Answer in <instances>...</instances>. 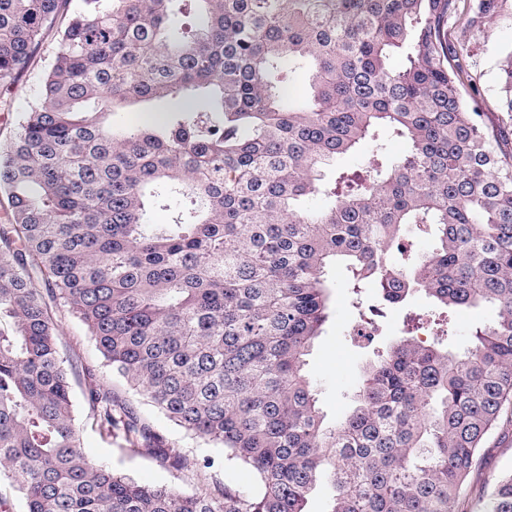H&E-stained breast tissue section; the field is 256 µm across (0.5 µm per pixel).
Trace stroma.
I'll return each mask as SVG.
<instances>
[{
  "mask_svg": "<svg viewBox=\"0 0 512 512\" xmlns=\"http://www.w3.org/2000/svg\"><path fill=\"white\" fill-rule=\"evenodd\" d=\"M448 41L462 45L464 69L474 86L485 127L496 133L504 152H512V114L499 108L501 96L500 65L512 52V0H496L494 18L476 15L473 23L449 21ZM56 50L53 34H46L35 52L27 71L8 84L0 85V142L13 136L21 112L38 94L41 76ZM336 288L331 303V317L322 335L307 357L306 370L317 385L319 404L328 419L342 418L353 405L354 391L364 367L382 349L404 331L408 313L427 310L425 299L414 298L397 307H387L379 319V328L371 342L355 340L352 328L359 323V307L378 302V291L364 289L354 295L346 286L347 273L337 269ZM59 346L66 359L71 378L76 423L83 439L84 451L92 461L126 473L145 484L165 483L182 491H194L201 481L253 485L252 475L233 466L220 448H211L189 438L169 424L141 398L133 397L124 383L105 366L86 328L70 315H62L58 327ZM112 388L120 397L132 400L142 418L176 442L186 455L183 469L169 471L154 458L141 454L122 437L102 430L93 420L82 390L86 373ZM212 457L214 464L200 472L203 457ZM512 471V424L503 423L484 448L478 471L459 503V512H477L479 499L488 481Z\"/></svg>",
  "mask_w": 512,
  "mask_h": 512,
  "instance_id": "stroma-1",
  "label": "stroma"
}]
</instances>
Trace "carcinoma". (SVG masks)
I'll use <instances>...</instances> for the list:
<instances>
[{"label":"carcinoma","mask_w":512,"mask_h":512,"mask_svg":"<svg viewBox=\"0 0 512 512\" xmlns=\"http://www.w3.org/2000/svg\"><path fill=\"white\" fill-rule=\"evenodd\" d=\"M61 2L0 0L1 85L47 31L57 42L0 143V483L24 512H306L326 472L329 512H458L512 405V156L460 92L447 25L472 22L462 0H193V30L178 0ZM502 73L512 113V55ZM118 112L164 119L116 127ZM350 152L365 167L325 181ZM153 207L171 223H150ZM413 226L430 239L418 257ZM338 265L357 295L485 303L494 319L462 355L405 331L330 423L305 366ZM62 311L129 390L257 487L186 493L90 461ZM83 397L101 428L184 465L128 401L92 382ZM481 512H512V473Z\"/></svg>","instance_id":"1"}]
</instances>
